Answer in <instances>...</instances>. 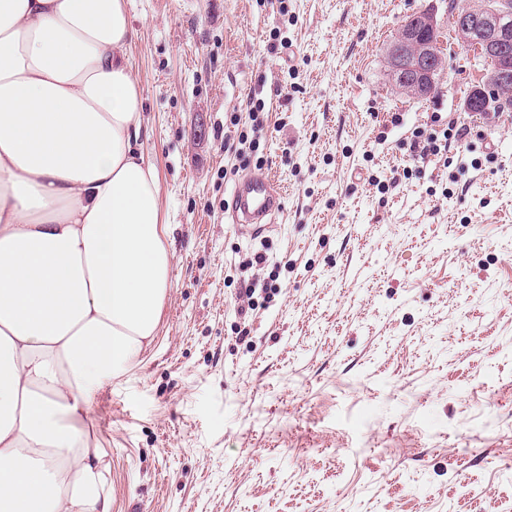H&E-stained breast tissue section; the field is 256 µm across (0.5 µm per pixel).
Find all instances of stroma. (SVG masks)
<instances>
[{"label": "stroma", "mask_w": 512, "mask_h": 512, "mask_svg": "<svg viewBox=\"0 0 512 512\" xmlns=\"http://www.w3.org/2000/svg\"><path fill=\"white\" fill-rule=\"evenodd\" d=\"M452 4L127 0L172 269L151 345L89 401L112 512H512V121L409 150L486 76ZM422 10L452 71L417 100L386 50ZM269 173L283 209L235 230V183ZM424 133V131H418L413 135L414 139H412L410 143L412 156L423 157L428 153L438 155V153L441 152V146L440 144H437L439 141L438 136L433 133H429L424 137Z\"/></svg>", "instance_id": "1"}]
</instances>
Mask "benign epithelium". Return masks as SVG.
<instances>
[{
	"mask_svg": "<svg viewBox=\"0 0 512 512\" xmlns=\"http://www.w3.org/2000/svg\"><path fill=\"white\" fill-rule=\"evenodd\" d=\"M436 28L434 13L417 12L404 22L389 50L390 69L399 74L407 91L417 98L427 96L438 72L433 66L434 51L423 40L425 33H432ZM458 28L464 40L487 54L501 57L495 74L497 83H512V57L502 54L504 45L512 42V9L501 0H471Z\"/></svg>",
	"mask_w": 512,
	"mask_h": 512,
	"instance_id": "1",
	"label": "benign epithelium"
}]
</instances>
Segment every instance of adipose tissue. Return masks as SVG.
Masks as SVG:
<instances>
[{
	"label": "adipose tissue",
	"mask_w": 512,
	"mask_h": 512,
	"mask_svg": "<svg viewBox=\"0 0 512 512\" xmlns=\"http://www.w3.org/2000/svg\"><path fill=\"white\" fill-rule=\"evenodd\" d=\"M126 0H0V512H110L87 399L171 276Z\"/></svg>",
	"instance_id": "1"
}]
</instances>
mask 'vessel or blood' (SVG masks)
Here are the masks:
<instances>
[{
  "instance_id": "b4317fda",
  "label": "vessel or blood",
  "mask_w": 512,
  "mask_h": 512,
  "mask_svg": "<svg viewBox=\"0 0 512 512\" xmlns=\"http://www.w3.org/2000/svg\"><path fill=\"white\" fill-rule=\"evenodd\" d=\"M284 190L272 178L250 177L236 183L233 189V221L237 224H259L283 206Z\"/></svg>"
}]
</instances>
